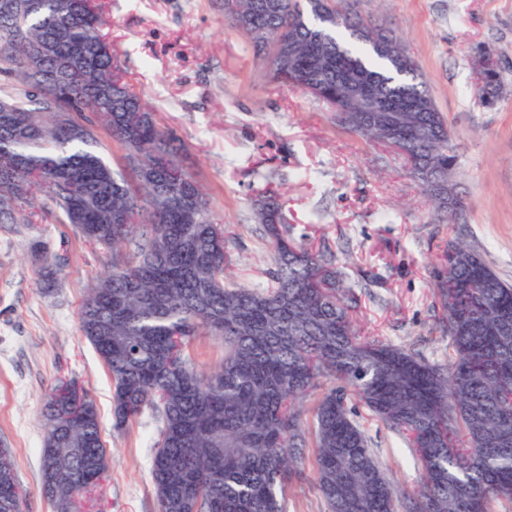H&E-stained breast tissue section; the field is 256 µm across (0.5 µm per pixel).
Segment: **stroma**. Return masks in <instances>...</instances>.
<instances>
[{
  "instance_id": "1",
  "label": "stroma",
  "mask_w": 512,
  "mask_h": 512,
  "mask_svg": "<svg viewBox=\"0 0 512 512\" xmlns=\"http://www.w3.org/2000/svg\"><path fill=\"white\" fill-rule=\"evenodd\" d=\"M128 80L157 122L180 140L185 165L210 193L229 236L231 281L265 278L271 246L252 203L279 189L294 236L329 242L346 286L360 298L370 335L447 364L450 339L433 296L436 255L456 228L443 224L406 162L340 125L304 91L269 82L246 36L216 0H98ZM372 24L394 30L448 123L458 155L453 182L468 203L467 242L512 283V0H348ZM498 57L503 89L488 106L476 61ZM48 241L57 274L44 290L31 259ZM110 264L72 226L39 211L32 226L0 224V445L14 453L24 512H51L39 492L42 411L55 379L77 381L95 402L110 479L98 512H157L151 479L159 425L142 413L115 428L109 373L79 330L86 291ZM359 421L401 493L421 466L413 449L366 409ZM287 492L288 512H325L313 457Z\"/></svg>"
}]
</instances>
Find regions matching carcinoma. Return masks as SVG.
<instances>
[{
  "label": "carcinoma",
  "mask_w": 512,
  "mask_h": 512,
  "mask_svg": "<svg viewBox=\"0 0 512 512\" xmlns=\"http://www.w3.org/2000/svg\"><path fill=\"white\" fill-rule=\"evenodd\" d=\"M220 2L272 81L394 147L441 222L461 223L447 122L392 31L337 0ZM102 26L97 0H0V110L11 114L0 121V224L32 223L39 195L60 223L111 250L79 328L112 378L115 426L146 409L161 422L158 512H287L310 446L326 512H492L512 502V284L462 241L441 250L433 281L451 352L433 364L362 332L359 296L330 245L294 238L270 189L255 200L272 249L267 283H229L224 224L174 135L125 81ZM33 66L59 80L42 87ZM351 78L375 80L373 111L352 97ZM500 89V65L488 61L483 102ZM98 127L123 148L122 169L100 151ZM202 333L224 342L210 373L190 354ZM50 393L41 491L52 512H87L109 471L97 410L72 379ZM353 398L414 450L413 496L401 499L380 466ZM68 403L82 415L60 431ZM26 494L13 452L0 448V512H23Z\"/></svg>",
  "instance_id": "1"
}]
</instances>
